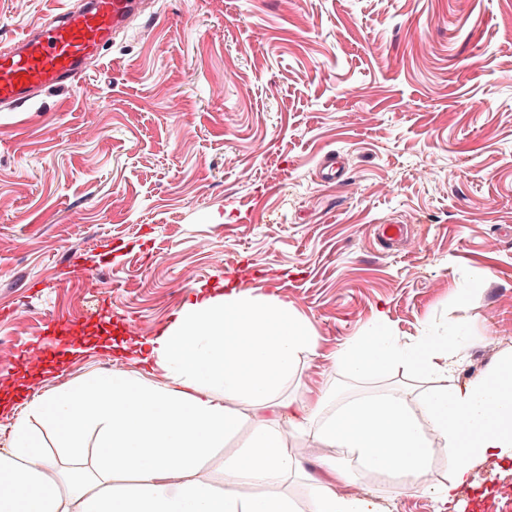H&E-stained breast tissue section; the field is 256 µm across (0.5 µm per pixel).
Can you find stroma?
<instances>
[{
  "label": "stroma",
  "mask_w": 512,
  "mask_h": 512,
  "mask_svg": "<svg viewBox=\"0 0 512 512\" xmlns=\"http://www.w3.org/2000/svg\"><path fill=\"white\" fill-rule=\"evenodd\" d=\"M78 2L0 0V44ZM332 154L338 184L317 176ZM226 282L316 330L291 396L380 311L407 339L465 336L462 384L511 350L512 0H154L75 85L0 112V379L44 394L110 372L99 331L163 329ZM58 316L84 341L26 377L20 353ZM312 443L289 439L301 469L279 492L321 477ZM506 476L475 468L487 512H512ZM447 480L439 447L426 492L353 483L367 512H436Z\"/></svg>",
  "instance_id": "1"
}]
</instances>
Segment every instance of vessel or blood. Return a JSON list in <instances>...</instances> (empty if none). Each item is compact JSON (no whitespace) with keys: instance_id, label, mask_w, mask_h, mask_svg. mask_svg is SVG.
<instances>
[{"instance_id":"1","label":"vessel or blood","mask_w":512,"mask_h":512,"mask_svg":"<svg viewBox=\"0 0 512 512\" xmlns=\"http://www.w3.org/2000/svg\"><path fill=\"white\" fill-rule=\"evenodd\" d=\"M148 0H89L27 29L11 45L0 47V112L13 111L44 91L67 86L91 60L100 58L129 21L144 12ZM50 342L27 349L29 358L42 360L51 348L65 342L75 326L52 320Z\"/></svg>"}]
</instances>
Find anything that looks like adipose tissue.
<instances>
[{
    "label": "adipose tissue",
    "mask_w": 512,
    "mask_h": 512,
    "mask_svg": "<svg viewBox=\"0 0 512 512\" xmlns=\"http://www.w3.org/2000/svg\"><path fill=\"white\" fill-rule=\"evenodd\" d=\"M136 368L91 375L62 393L33 397L0 450V512H364L360 499L337 492L353 468L400 478L416 487L431 468L436 445L448 450L445 505L469 482L479 462L512 464V356L466 384L456 379L466 341L425 327L404 341L384 313L360 336L329 355L331 366L359 381L400 366L437 376L435 386L382 391L331 403L323 380L300 397L284 396L302 357L320 355L315 330L278 297L228 285L185 302L161 332L135 344ZM253 408L247 441L224 459L225 489L200 478L205 459L240 429L239 407ZM47 422L57 443L72 447L87 422L99 428L100 471L67 477L53 465L29 425ZM314 436L324 479L308 484L306 504L275 492L297 473L287 437ZM132 475L128 485L113 476ZM239 485L260 494L239 496Z\"/></svg>",
    "instance_id": "obj_1"
}]
</instances>
